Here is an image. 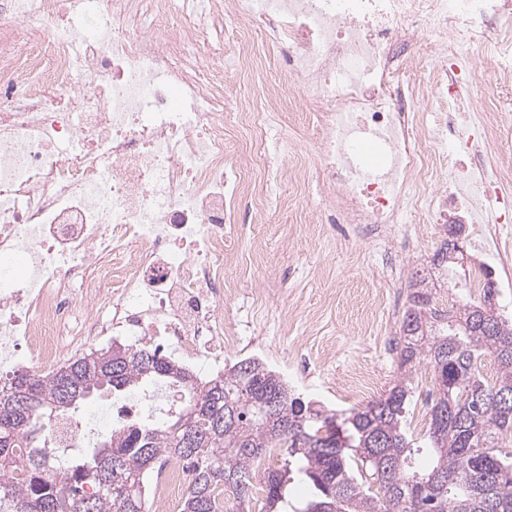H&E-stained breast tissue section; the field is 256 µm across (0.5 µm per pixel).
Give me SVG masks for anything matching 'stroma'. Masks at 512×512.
I'll return each mask as SVG.
<instances>
[{
    "label": "stroma",
    "instance_id": "stroma-1",
    "mask_svg": "<svg viewBox=\"0 0 512 512\" xmlns=\"http://www.w3.org/2000/svg\"><path fill=\"white\" fill-rule=\"evenodd\" d=\"M307 188H291L287 213H247L245 232L229 247L233 275L274 294L268 310L255 312L240 296L224 305V317L243 333L240 346L225 353V365L258 356L275 371H287L292 391L344 414L385 396L397 380L393 340L407 307L409 279L423 271L436 288L442 310L455 312L477 298L466 283L480 255L465 241L455 270L456 287L432 260L447 237L445 225L429 226L415 250L396 240L374 261L368 242L345 224L314 230L306 222ZM368 369L377 389L351 398L343 383Z\"/></svg>",
    "mask_w": 512,
    "mask_h": 512
}]
</instances>
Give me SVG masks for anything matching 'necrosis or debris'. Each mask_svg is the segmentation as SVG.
<instances>
[{
	"label": "necrosis or debris",
	"mask_w": 512,
	"mask_h": 512,
	"mask_svg": "<svg viewBox=\"0 0 512 512\" xmlns=\"http://www.w3.org/2000/svg\"><path fill=\"white\" fill-rule=\"evenodd\" d=\"M236 29L233 65L254 72L265 46L283 51L278 82L252 111L224 86L219 24ZM442 50L428 85L408 81V49ZM209 50V60L196 55ZM512 78V0H0V370L24 359L58 366L99 343H167L199 372H223L240 342L224 302L246 288L227 274V225L241 208H287L283 184L309 165L323 179L309 223L398 229L426 213L467 224L485 258L512 221L502 193L512 168L487 170L486 126L512 141V117L468 127L476 83ZM288 96H281V89ZM313 112L312 158L287 109ZM255 145L235 161L239 135ZM430 185L412 197L408 184ZM109 402L45 427L48 447L92 448ZM190 474L164 460L147 494L175 505Z\"/></svg>",
	"instance_id": "1"
}]
</instances>
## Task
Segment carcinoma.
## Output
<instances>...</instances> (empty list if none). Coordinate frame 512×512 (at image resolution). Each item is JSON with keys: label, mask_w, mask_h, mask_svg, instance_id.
<instances>
[{"label": "carcinoma", "mask_w": 512, "mask_h": 512, "mask_svg": "<svg viewBox=\"0 0 512 512\" xmlns=\"http://www.w3.org/2000/svg\"><path fill=\"white\" fill-rule=\"evenodd\" d=\"M396 338L400 376L386 397L338 415L288 390L255 358L201 380L147 346L92 351L57 371L15 370L0 384V512H149L145 481L162 457L189 469L180 512H512V321L467 303L453 320L435 307L425 278L409 282ZM499 372L486 380L481 356ZM432 368L437 394L424 446L406 429L413 375ZM146 384L182 387V410L166 421L112 429L98 447L53 475L45 424L92 393ZM284 464L258 474L266 457ZM298 480L309 496L292 499ZM376 483L382 496L370 493ZM232 494L228 504L224 492Z\"/></svg>", "instance_id": "carcinoma-1"}]
</instances>
